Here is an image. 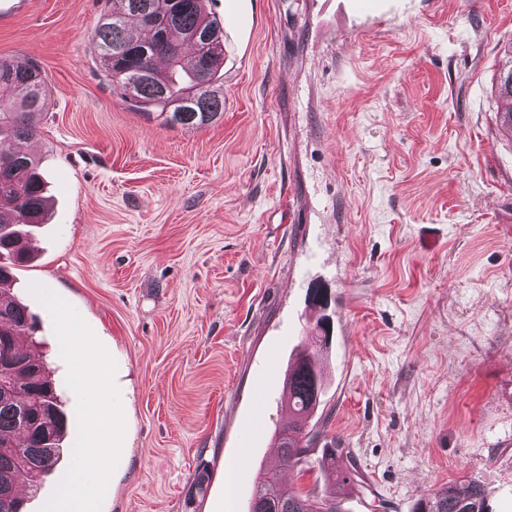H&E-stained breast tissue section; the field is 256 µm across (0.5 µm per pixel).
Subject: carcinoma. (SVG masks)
<instances>
[{
	"label": "carcinoma",
	"instance_id": "carcinoma-1",
	"mask_svg": "<svg viewBox=\"0 0 512 512\" xmlns=\"http://www.w3.org/2000/svg\"><path fill=\"white\" fill-rule=\"evenodd\" d=\"M205 0H177L171 14L161 0H113L112 13L99 21L93 42L101 66L112 82L120 73L146 68L135 98L128 104L148 115L156 112L165 125L192 128L213 121L224 112V96L214 85L223 64V29L204 11ZM146 29L147 39L135 34L130 20ZM215 36L216 63L206 72L198 68L202 37ZM194 47L184 54L182 44ZM112 59H106L107 53ZM499 95L510 100L500 113L501 125L512 132V65L498 76ZM45 106V80L38 68L19 66L0 59V346L7 361L0 362V512H23L24 499L17 495L23 483L36 486L60 460L65 439L49 371L43 362L19 346L31 337L34 322L27 308L10 292L12 270L29 260L21 247L27 229L43 223L49 197L40 172L41 160L19 152L16 145L36 134ZM323 366L319 356L300 353L288 371V412L293 419L282 431L288 441L276 440L280 463L306 471L310 445L318 432H303L302 417L320 403ZM250 512H344L332 495L316 496L293 485L282 484L277 473H258ZM415 512H487L482 487L471 483L466 490L440 488L420 500Z\"/></svg>",
	"mask_w": 512,
	"mask_h": 512
}]
</instances>
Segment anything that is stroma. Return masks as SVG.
I'll return each instance as SVG.
<instances>
[{"label": "stroma", "mask_w": 512, "mask_h": 512, "mask_svg": "<svg viewBox=\"0 0 512 512\" xmlns=\"http://www.w3.org/2000/svg\"><path fill=\"white\" fill-rule=\"evenodd\" d=\"M226 0L224 112L169 127L131 109L91 40L112 0L0 13V58L37 65L47 107L21 150L53 197L13 293L66 419L26 512H68L82 451L110 467L89 512H249L236 466H273L287 368L333 338L304 426L307 473L347 512H413L483 486L512 512V137L497 76L512 0ZM328 292L314 308L310 290ZM75 332L103 371L95 425ZM338 447L358 475L319 468Z\"/></svg>", "instance_id": "stroma-1"}]
</instances>
